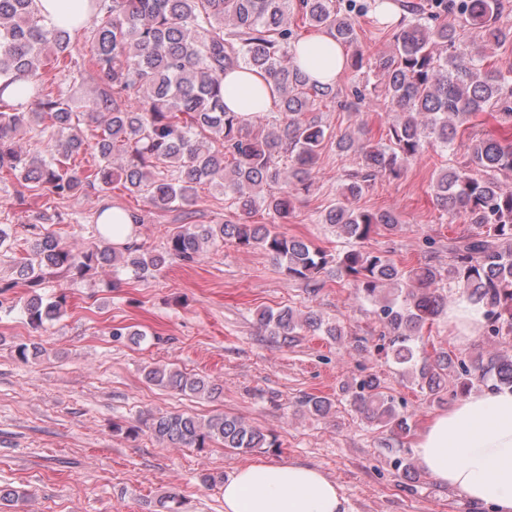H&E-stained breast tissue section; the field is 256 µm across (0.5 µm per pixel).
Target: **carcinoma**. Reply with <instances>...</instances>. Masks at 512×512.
Listing matches in <instances>:
<instances>
[{
	"label": "carcinoma",
	"instance_id": "obj_1",
	"mask_svg": "<svg viewBox=\"0 0 512 512\" xmlns=\"http://www.w3.org/2000/svg\"><path fill=\"white\" fill-rule=\"evenodd\" d=\"M92 5L82 28L89 31L91 77L98 91L78 107L54 91L41 72L67 58L70 77L85 76V68L72 60L73 31L46 29L34 0H0V78L5 79L0 84V178L16 180L21 202L25 192L39 189L55 199L77 200L89 188L107 192L120 186L153 210L181 209L188 219L199 187L207 185L224 194L227 208L245 220L182 224L170 233L165 251L154 255L136 242L79 249L32 224L34 242L21 258L13 256L9 225L0 224V256L10 255L15 274L13 283L0 288V309L19 282L35 289L55 274L84 276L118 264L144 278L169 261L194 263L209 246L233 242L266 251L288 278L311 293L321 287L322 274L335 269L356 299L373 303L387 353L411 369L413 382L432 402L465 396L477 385L512 387V355L479 351L462 356L445 348L428 354L418 347L424 331L448 313V295L439 288L445 279L480 306L483 334L512 336V186L501 179L512 176V139L471 135L465 160L441 169L433 181L437 209L471 226L448 239L445 271L430 264L403 266L386 253L364 248L372 236L397 231L400 220L390 210L354 206L372 182L398 179L428 149L454 144L458 128L472 114L491 111L512 125V65L484 64L457 34L459 27L478 29L489 42H512V30L497 22L501 0H443L435 10L409 0L403 7L410 20L394 36L392 51L372 62L364 61L361 52L350 58L349 68L365 67L375 78L376 98L402 114L375 142L328 132L312 112L338 92L311 79L291 53L297 21L342 45L357 41L354 20L336 0H93ZM241 68L273 83L274 120L263 112L247 117L227 110L224 74ZM18 75L32 80L25 111L4 100ZM82 122L91 128V137L81 134ZM33 129L46 142L44 155L19 145V136ZM91 139L96 161L85 170L75 158ZM327 145L359 159L336 203L319 217L349 243L336 254L276 230L292 218L294 196L309 190L311 171ZM259 211L272 221L251 223ZM65 305L63 295L46 301L34 293L23 311L39 328L62 317ZM259 321L284 340L303 332L343 336L337 322L291 307L263 312ZM42 352L36 342L15 346L23 362ZM145 379L162 389L210 398L223 392L207 375L166 365L149 368ZM342 393L387 440L399 444L410 434L408 417L376 375L344 384ZM301 406L324 416L332 401L310 395ZM142 424L161 445L202 449L219 443L243 452L278 447L275 435L226 413L205 420L185 412L160 413ZM394 466L408 482L419 481L412 459L398 457Z\"/></svg>",
	"mask_w": 512,
	"mask_h": 512
}]
</instances>
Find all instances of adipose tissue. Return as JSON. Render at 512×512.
Segmentation results:
<instances>
[{"instance_id":"obj_1","label":"adipose tissue","mask_w":512,"mask_h":512,"mask_svg":"<svg viewBox=\"0 0 512 512\" xmlns=\"http://www.w3.org/2000/svg\"><path fill=\"white\" fill-rule=\"evenodd\" d=\"M47 29L78 26L90 16L89 0H35ZM293 53L311 77L336 83L349 55L330 36L317 32L295 44ZM272 101L262 76L236 69L224 77L230 111L253 112L252 93ZM414 453L436 482L452 487L491 512H512V388H486L455 400L419 432ZM224 512H350L340 486L320 469L301 463H248L224 481Z\"/></svg>"}]
</instances>
